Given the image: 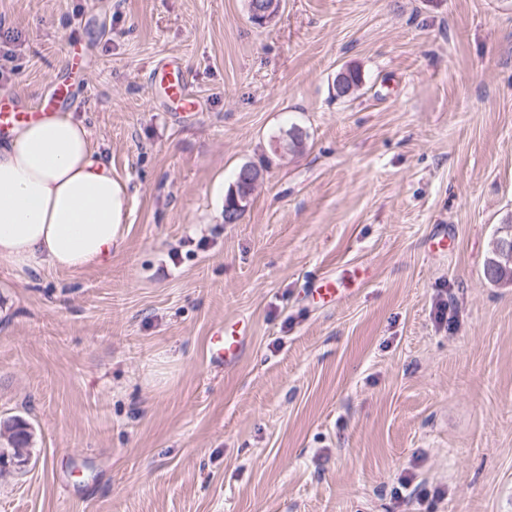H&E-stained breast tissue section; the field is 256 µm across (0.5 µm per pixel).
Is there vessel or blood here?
<instances>
[{
	"instance_id": "b4317fda",
	"label": "vessel or blood",
	"mask_w": 512,
	"mask_h": 512,
	"mask_svg": "<svg viewBox=\"0 0 512 512\" xmlns=\"http://www.w3.org/2000/svg\"><path fill=\"white\" fill-rule=\"evenodd\" d=\"M68 78L60 81L51 99L38 104H26L15 96L0 97V137L16 125L43 119L56 110L58 104L67 102L79 104L81 96L88 91L85 74V61L81 52L68 54ZM152 83L159 86L168 101L177 105L182 112L195 111L197 102L187 86V77L178 58L170 57L157 63L152 70ZM313 302L330 306L339 301V290L333 278L319 277L309 290ZM247 325L243 321L228 322L218 327L212 334L211 359L219 365H230L240 355Z\"/></svg>"
}]
</instances>
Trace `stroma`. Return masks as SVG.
Returning <instances> with one entry per match:
<instances>
[{"label":"stroma","mask_w":512,"mask_h":512,"mask_svg":"<svg viewBox=\"0 0 512 512\" xmlns=\"http://www.w3.org/2000/svg\"><path fill=\"white\" fill-rule=\"evenodd\" d=\"M0 37V94L32 104L79 40L73 113L125 197L108 265L0 264V422L33 431L0 512H512V284L484 277L512 216V0H280L264 26L248 0H0ZM168 56L197 112L153 88ZM409 466L445 497L397 501ZM246 166L253 170L256 174L259 173L257 169L248 165H244L239 169L234 183V188H236V191L232 187V189L230 188L228 190L225 198L224 213H236L239 217L245 211L249 198L255 189V185L252 183H247L246 181L241 180V171ZM243 198L246 200L243 201ZM238 201L240 202V206H238ZM313 302L321 306H330L340 301L339 288H336V280L331 277L321 276L308 290ZM247 324L243 321L225 322L212 334L211 359L218 365L228 366L240 355Z\"/></svg>","instance_id":"35a3bbf8"}]
</instances>
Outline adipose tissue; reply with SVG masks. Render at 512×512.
<instances>
[{"mask_svg":"<svg viewBox=\"0 0 512 512\" xmlns=\"http://www.w3.org/2000/svg\"><path fill=\"white\" fill-rule=\"evenodd\" d=\"M123 189L71 113L0 140V263L80 270L110 261Z\"/></svg>","mask_w":512,"mask_h":512,"instance_id":"ef3b65f1","label":"adipose tissue"}]
</instances>
